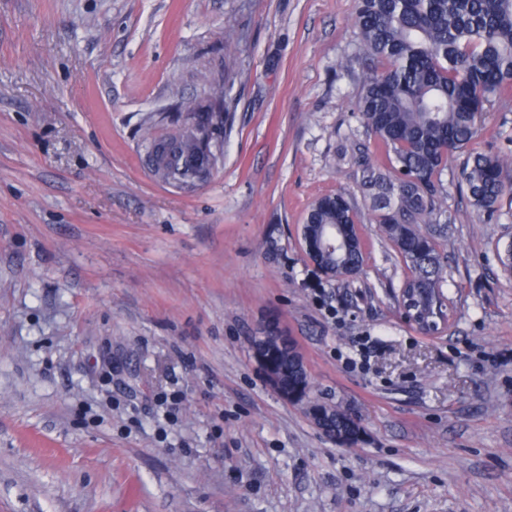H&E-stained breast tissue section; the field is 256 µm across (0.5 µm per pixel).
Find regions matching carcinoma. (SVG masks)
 <instances>
[{
  "mask_svg": "<svg viewBox=\"0 0 512 512\" xmlns=\"http://www.w3.org/2000/svg\"><path fill=\"white\" fill-rule=\"evenodd\" d=\"M360 49L370 72L357 95L356 110L386 152L383 173L364 183L377 212L376 222L421 288L442 295L441 257L432 235L419 230L437 220L448 160L464 152L482 130L493 97L512 92V0H353ZM226 110L215 99L209 114L195 120L194 132L159 151L152 146L165 180L188 186L200 179L209 159L219 161L213 113ZM467 196L493 218L512 190V160L473 155L464 168ZM357 215L343 193L326 195L309 208L304 223L340 233ZM336 269L363 265V252L328 257ZM263 368L273 366L281 387L311 397L303 370L276 343L261 350ZM352 413L336 408L324 426L336 430V444L350 447L360 438L349 427Z\"/></svg>",
  "mask_w": 512,
  "mask_h": 512,
  "instance_id": "carcinoma-1",
  "label": "carcinoma"
}]
</instances>
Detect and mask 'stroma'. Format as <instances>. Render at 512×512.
Listing matches in <instances>:
<instances>
[{
	"instance_id": "obj_1",
	"label": "stroma",
	"mask_w": 512,
	"mask_h": 512,
	"mask_svg": "<svg viewBox=\"0 0 512 512\" xmlns=\"http://www.w3.org/2000/svg\"><path fill=\"white\" fill-rule=\"evenodd\" d=\"M365 73L352 0H0V512H512V206L448 163L419 332L360 192ZM219 95L213 177L157 181L150 140ZM470 150L512 154V96ZM338 191L364 263L329 281L299 227ZM271 325L357 445L269 384ZM352 415V412L339 407H336V412L324 415V426L336 430V439L338 440L336 445L350 447L360 441V437H352L353 430L349 427V420Z\"/></svg>"
}]
</instances>
